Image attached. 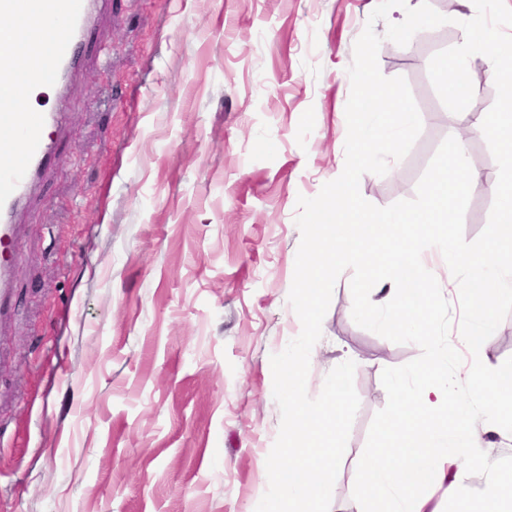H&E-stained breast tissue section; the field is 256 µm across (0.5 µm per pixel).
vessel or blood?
I'll list each match as a JSON object with an SVG mask.
<instances>
[{"label":"vessel or blood","instance_id":"vessel-or-blood-1","mask_svg":"<svg viewBox=\"0 0 512 512\" xmlns=\"http://www.w3.org/2000/svg\"><path fill=\"white\" fill-rule=\"evenodd\" d=\"M107 0H0V18H18L22 25L11 32L21 44L18 52L0 54V324L15 309L14 253L18 243L16 211L30 201L34 187L47 168L57 162L53 136L64 119L62 108L51 112H21L17 106L30 90L23 75L42 55L53 58L42 70L41 86L63 95L68 79L83 59L76 46L92 15Z\"/></svg>","mask_w":512,"mask_h":512}]
</instances>
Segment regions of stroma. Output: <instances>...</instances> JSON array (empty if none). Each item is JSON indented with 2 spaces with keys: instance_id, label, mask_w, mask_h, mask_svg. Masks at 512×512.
I'll return each mask as SVG.
<instances>
[{
  "instance_id": "stroma-1",
  "label": "stroma",
  "mask_w": 512,
  "mask_h": 512,
  "mask_svg": "<svg viewBox=\"0 0 512 512\" xmlns=\"http://www.w3.org/2000/svg\"><path fill=\"white\" fill-rule=\"evenodd\" d=\"M377 0H111L79 46L58 165L17 222V295L0 326V512H255L281 423L270 358L301 332L288 302L299 197L345 165L348 68ZM448 24L407 46L382 35L381 73L422 116L409 153L362 196L411 199L446 137L492 107V63L466 112L428 75L460 45L472 0H430ZM338 278L308 390L356 358L360 406L332 512H356L355 461L417 358L352 318Z\"/></svg>"
}]
</instances>
